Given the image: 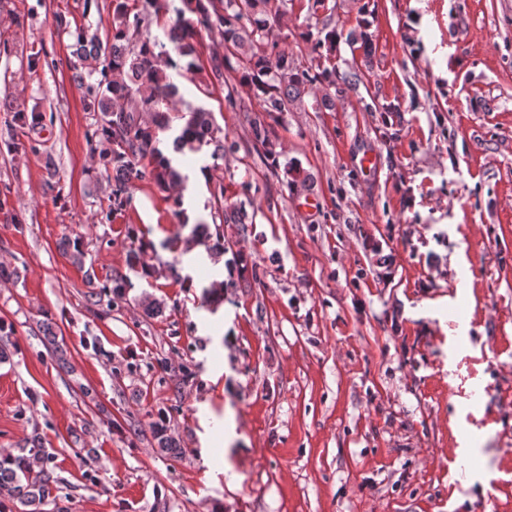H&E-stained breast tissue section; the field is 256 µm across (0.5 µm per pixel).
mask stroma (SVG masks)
<instances>
[{"label": "stroma", "instance_id": "1", "mask_svg": "<svg viewBox=\"0 0 512 512\" xmlns=\"http://www.w3.org/2000/svg\"><path fill=\"white\" fill-rule=\"evenodd\" d=\"M112 12L0 0V455L38 438L57 512H512V0H288L295 66L336 34L289 112L175 76L228 135L187 224L146 157L112 204L72 66Z\"/></svg>", "mask_w": 512, "mask_h": 512}]
</instances>
